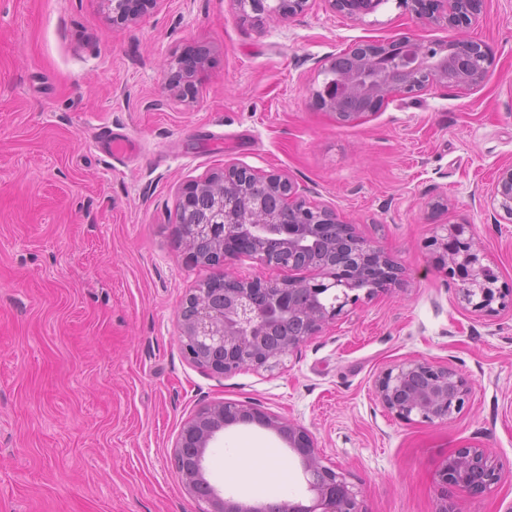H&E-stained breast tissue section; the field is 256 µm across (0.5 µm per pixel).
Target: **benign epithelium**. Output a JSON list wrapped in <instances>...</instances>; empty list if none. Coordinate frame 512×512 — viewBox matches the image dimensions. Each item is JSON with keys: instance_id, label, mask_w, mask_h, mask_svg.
Listing matches in <instances>:
<instances>
[{"instance_id": "obj_1", "label": "benign epithelium", "mask_w": 512, "mask_h": 512, "mask_svg": "<svg viewBox=\"0 0 512 512\" xmlns=\"http://www.w3.org/2000/svg\"><path fill=\"white\" fill-rule=\"evenodd\" d=\"M256 15L292 17L307 0H234ZM353 19L374 12L385 0H328ZM158 0H112V23L128 25ZM417 18L448 26L443 43L402 37L361 43L352 49V68L311 91L315 104L341 123H355L393 97H414L434 85L474 88L491 64L486 49L460 36L482 14L484 0H403ZM208 64L196 49L180 58L169 88L177 97L194 94ZM487 205L512 219V165L504 164L486 192ZM175 237L198 266L220 272L190 290L177 314L180 343L198 367L221 375L245 367H268L320 332L343 308L398 280L400 267L381 247L359 238L351 224L326 207L309 205L289 177L232 165L187 185L178 205ZM428 246L443 252L462 274L460 302L477 312L505 306L512 295L496 286L498 276L483 263L484 247L470 224H441ZM246 255L271 269L309 270L316 276L281 280L242 279L224 270L228 259ZM373 392L395 418L413 422L450 419L463 410L468 381L448 365L410 359L379 372ZM255 424L278 435L299 459L311 494L309 503L288 499L249 503L221 494L207 478L206 457L224 429ZM170 462L186 492L206 504L202 512H363L358 491L345 476L325 466L308 431L280 416L230 401L198 409L182 426ZM500 480L482 448L449 455L439 473L443 488L484 492Z\"/></svg>"}]
</instances>
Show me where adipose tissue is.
<instances>
[{
    "instance_id": "1",
    "label": "adipose tissue",
    "mask_w": 512,
    "mask_h": 512,
    "mask_svg": "<svg viewBox=\"0 0 512 512\" xmlns=\"http://www.w3.org/2000/svg\"><path fill=\"white\" fill-rule=\"evenodd\" d=\"M224 468L242 487L265 489L267 499L280 498L286 492L282 475L287 463L267 457L263 449L225 447Z\"/></svg>"
}]
</instances>
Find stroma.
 I'll use <instances>...</instances> for the list:
<instances>
[{
    "label": "stroma",
    "instance_id": "obj_1",
    "mask_svg": "<svg viewBox=\"0 0 512 512\" xmlns=\"http://www.w3.org/2000/svg\"><path fill=\"white\" fill-rule=\"evenodd\" d=\"M109 0H0V512H198L171 450L214 401L303 426L364 512H438L456 449H485L490 489L449 488L458 512H512V307L475 312L427 242L473 225L498 284L512 289V220L485 191L512 162V0H485L466 31L492 56L484 82L394 97L359 122L317 108L333 56L364 42L448 39L400 0L355 20L328 0L257 19L233 0H159L132 25ZM202 47L194 96L167 89ZM140 146L121 161L98 127ZM238 164L289 176L401 269L360 294L278 364L220 375L184 354L177 309L209 271L174 238L182 189ZM444 209H433L437 200ZM423 358L471 393L452 419L403 422L373 394L378 373ZM271 449L288 497L309 501L297 458L273 432L227 428L207 454L221 492L224 444Z\"/></svg>",
    "mask_w": 512,
    "mask_h": 512
}]
</instances>
